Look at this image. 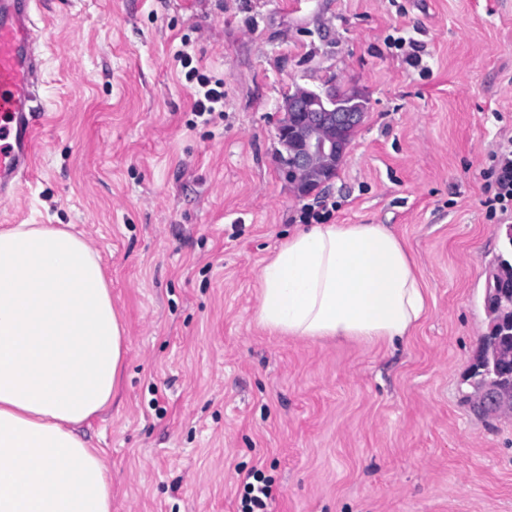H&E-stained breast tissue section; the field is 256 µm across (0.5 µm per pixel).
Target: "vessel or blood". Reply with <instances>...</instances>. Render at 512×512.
<instances>
[{"mask_svg":"<svg viewBox=\"0 0 512 512\" xmlns=\"http://www.w3.org/2000/svg\"><path fill=\"white\" fill-rule=\"evenodd\" d=\"M38 0H0V198L29 173L40 120L43 59L34 10Z\"/></svg>","mask_w":512,"mask_h":512,"instance_id":"1","label":"vessel or blood"}]
</instances>
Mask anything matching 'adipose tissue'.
Listing matches in <instances>:
<instances>
[{"mask_svg": "<svg viewBox=\"0 0 512 512\" xmlns=\"http://www.w3.org/2000/svg\"><path fill=\"white\" fill-rule=\"evenodd\" d=\"M426 308L417 263L385 225L311 224L261 267L255 317L278 335L394 344ZM127 343L82 236L0 230V512H112L105 452L78 428L111 404Z\"/></svg>", "mask_w": 512, "mask_h": 512, "instance_id": "ef3b65f1", "label": "adipose tissue"}]
</instances>
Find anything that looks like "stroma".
<instances>
[{
  "label": "stroma",
  "instance_id": "stroma-1",
  "mask_svg": "<svg viewBox=\"0 0 512 512\" xmlns=\"http://www.w3.org/2000/svg\"><path fill=\"white\" fill-rule=\"evenodd\" d=\"M36 22L48 117L0 228L70 224L101 257L129 339L85 429L112 512H238L251 471L267 512H512V416L478 415L466 380L512 225L482 205L512 140V0H39ZM182 51L223 81L222 111L196 115ZM331 80L367 116L302 197L279 107ZM321 202L416 260L428 311L403 341L257 323L262 265Z\"/></svg>",
  "mask_w": 512,
  "mask_h": 512
}]
</instances>
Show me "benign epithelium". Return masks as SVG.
I'll list each match as a JSON object with an SVG mask.
<instances>
[{"mask_svg": "<svg viewBox=\"0 0 512 512\" xmlns=\"http://www.w3.org/2000/svg\"><path fill=\"white\" fill-rule=\"evenodd\" d=\"M281 111L293 113L294 122L278 124L276 134L284 149L280 161L293 191L305 194L328 183L350 145L347 133L358 129L367 114L366 98L355 90L296 87L283 100ZM496 358V378L475 390L477 403L490 413L512 415V345L502 346Z\"/></svg>", "mask_w": 512, "mask_h": 512, "instance_id": "1", "label": "benign epithelium"}]
</instances>
